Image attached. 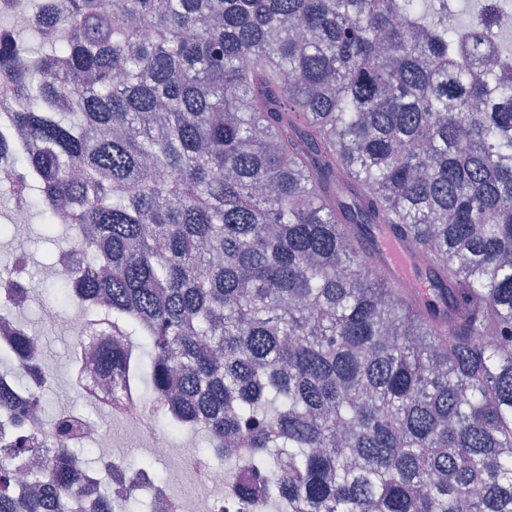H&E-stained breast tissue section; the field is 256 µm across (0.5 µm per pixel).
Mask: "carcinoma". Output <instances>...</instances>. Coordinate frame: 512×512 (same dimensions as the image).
Listing matches in <instances>:
<instances>
[{
  "mask_svg": "<svg viewBox=\"0 0 512 512\" xmlns=\"http://www.w3.org/2000/svg\"><path fill=\"white\" fill-rule=\"evenodd\" d=\"M448 0H8L12 200L67 230L58 301L116 400L204 432L246 512H512V50ZM406 229L428 296L378 274ZM4 373L47 383L37 334ZM0 512L77 498L61 405L0 386ZM95 489L97 512L140 495Z\"/></svg>",
  "mask_w": 512,
  "mask_h": 512,
  "instance_id": "cac0c4a2",
  "label": "carcinoma"
}]
</instances>
